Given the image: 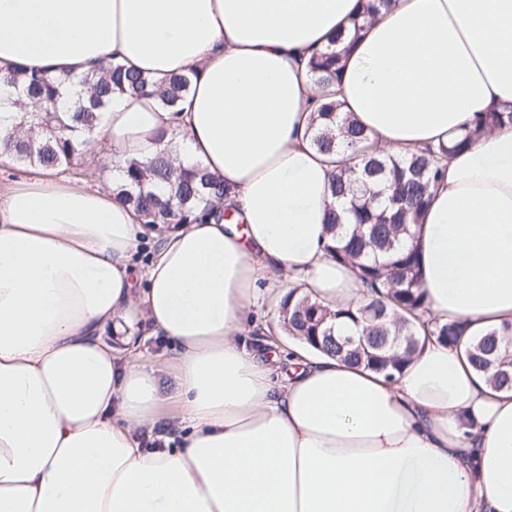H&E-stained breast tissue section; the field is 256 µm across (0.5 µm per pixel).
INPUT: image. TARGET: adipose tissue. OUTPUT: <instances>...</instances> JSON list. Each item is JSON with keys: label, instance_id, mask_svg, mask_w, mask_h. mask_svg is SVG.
<instances>
[{"label": "adipose tissue", "instance_id": "ef3b65f1", "mask_svg": "<svg viewBox=\"0 0 512 512\" xmlns=\"http://www.w3.org/2000/svg\"><path fill=\"white\" fill-rule=\"evenodd\" d=\"M359 0H0V66L60 75L112 57L192 75L178 111L113 95L97 146L224 182L225 207L144 232L108 182L45 172L0 188V512H512V391L426 341L395 380L298 344L273 380L240 343L260 280L335 309L366 294L326 252L334 165L312 143L311 55ZM374 148L447 143L512 105V0H393L365 24L336 96ZM413 243L428 312L471 336L512 321V125L447 162ZM173 344L174 376L132 343ZM120 336L122 347L105 341ZM174 429L142 447L165 405Z\"/></svg>", "mask_w": 512, "mask_h": 512}]
</instances>
